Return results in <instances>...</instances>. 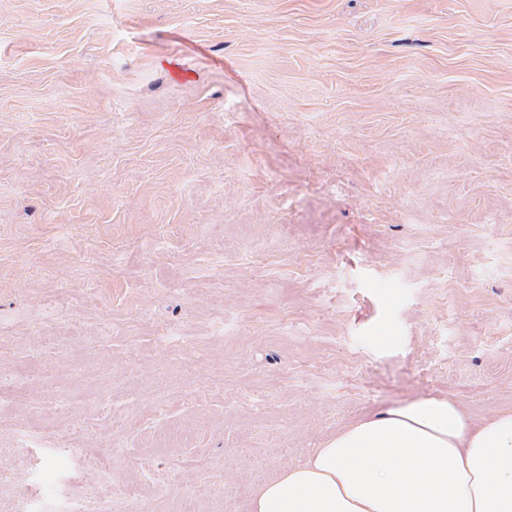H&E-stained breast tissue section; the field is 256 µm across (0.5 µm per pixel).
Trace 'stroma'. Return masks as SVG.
Listing matches in <instances>:
<instances>
[{
    "mask_svg": "<svg viewBox=\"0 0 512 512\" xmlns=\"http://www.w3.org/2000/svg\"><path fill=\"white\" fill-rule=\"evenodd\" d=\"M1 365L0 512L512 408V0H0Z\"/></svg>",
    "mask_w": 512,
    "mask_h": 512,
    "instance_id": "obj_1",
    "label": "stroma"
}]
</instances>
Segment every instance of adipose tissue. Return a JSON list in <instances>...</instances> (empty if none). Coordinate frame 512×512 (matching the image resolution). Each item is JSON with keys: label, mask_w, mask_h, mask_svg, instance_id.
I'll use <instances>...</instances> for the list:
<instances>
[{"label": "adipose tissue", "mask_w": 512, "mask_h": 512, "mask_svg": "<svg viewBox=\"0 0 512 512\" xmlns=\"http://www.w3.org/2000/svg\"><path fill=\"white\" fill-rule=\"evenodd\" d=\"M250 512H512V408L423 397L359 418L255 491Z\"/></svg>", "instance_id": "obj_1"}]
</instances>
